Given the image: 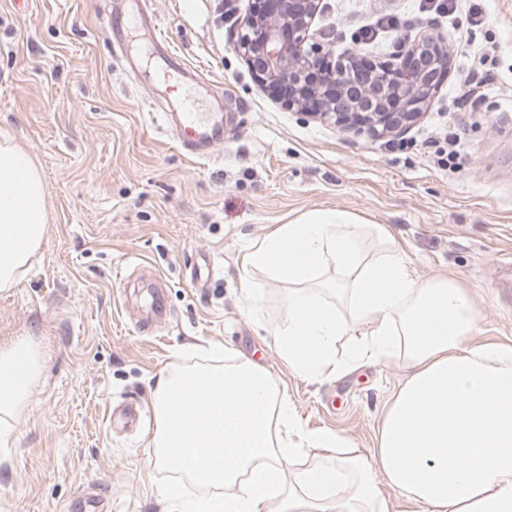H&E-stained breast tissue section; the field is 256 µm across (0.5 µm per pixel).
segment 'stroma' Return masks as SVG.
I'll list each match as a JSON object with an SVG mask.
<instances>
[{
  "label": "stroma",
  "instance_id": "obj_1",
  "mask_svg": "<svg viewBox=\"0 0 512 512\" xmlns=\"http://www.w3.org/2000/svg\"><path fill=\"white\" fill-rule=\"evenodd\" d=\"M313 31L333 54L396 57L392 33L353 44L384 13L404 31L431 23L453 62L423 117L371 139L288 110L252 77L237 50L251 0H140L183 61L210 85L197 107L229 120L214 159L189 158L152 120L153 82L126 69L150 35L108 32V0H0V128L33 156L44 183L47 240L25 280L0 291V344L33 338L43 372L13 432L0 438V512H179L209 488L177 464L149 461L158 371L187 345H223L265 366L285 388L297 425L348 447L377 445L380 412L404 378L390 357L340 379L311 382L274 344L288 284L250 275L247 248L307 211L341 209L382 225L423 279L448 277L474 297L476 344L512 346V0H475L482 24L418 9V0H323ZM488 76L478 103L461 101ZM463 132L455 169L445 135ZM137 406L138 425L106 419Z\"/></svg>",
  "mask_w": 512,
  "mask_h": 512
}]
</instances>
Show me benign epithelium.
<instances>
[{"label": "benign epithelium", "mask_w": 512, "mask_h": 512, "mask_svg": "<svg viewBox=\"0 0 512 512\" xmlns=\"http://www.w3.org/2000/svg\"><path fill=\"white\" fill-rule=\"evenodd\" d=\"M320 0H254L237 43L254 79L288 108L373 138L400 133L424 113L452 60L447 39L425 30L396 63L348 50L328 60L311 27Z\"/></svg>", "instance_id": "obj_1"}]
</instances>
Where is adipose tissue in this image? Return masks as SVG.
Here are the masks:
<instances>
[{"instance_id":"ef3b65f1","label":"adipose tissue","mask_w":512,"mask_h":512,"mask_svg":"<svg viewBox=\"0 0 512 512\" xmlns=\"http://www.w3.org/2000/svg\"><path fill=\"white\" fill-rule=\"evenodd\" d=\"M43 183L31 155L0 130V291L20 283L43 243ZM368 221L316 209L280 225L243 257L242 271L291 283L287 320L275 337L293 372L312 382L402 357L403 383L380 418L370 452L319 436L327 456L290 472L298 429L284 389L262 365L211 359L162 368L152 391V461L179 463L194 479L230 487L187 512H512V350L470 345L477 314L455 281L420 279L395 249L364 255ZM346 277V315L310 294L326 269ZM367 325L364 345L336 358L346 320ZM41 376L38 354L17 341L0 348V431L26 406Z\"/></svg>"}]
</instances>
